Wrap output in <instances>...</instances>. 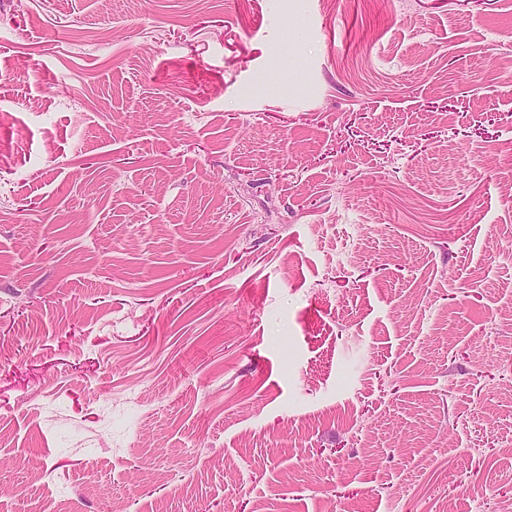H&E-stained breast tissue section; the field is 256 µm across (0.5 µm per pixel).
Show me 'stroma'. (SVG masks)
I'll use <instances>...</instances> for the list:
<instances>
[{
    "label": "stroma",
    "instance_id": "1",
    "mask_svg": "<svg viewBox=\"0 0 512 512\" xmlns=\"http://www.w3.org/2000/svg\"><path fill=\"white\" fill-rule=\"evenodd\" d=\"M510 55L512 0H0L5 512H512Z\"/></svg>",
    "mask_w": 512,
    "mask_h": 512
}]
</instances>
